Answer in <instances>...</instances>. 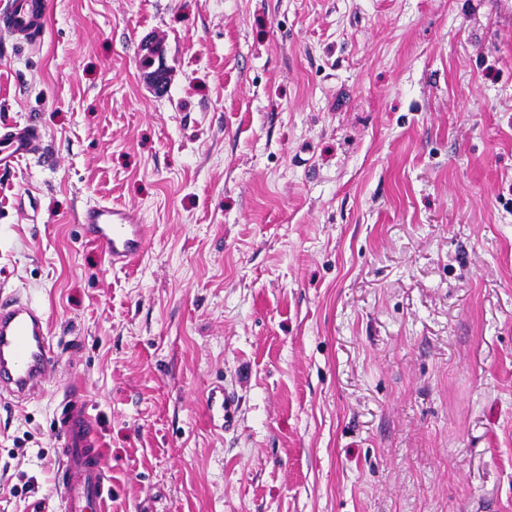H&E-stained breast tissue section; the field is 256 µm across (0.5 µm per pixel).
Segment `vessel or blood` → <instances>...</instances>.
<instances>
[{"mask_svg": "<svg viewBox=\"0 0 512 512\" xmlns=\"http://www.w3.org/2000/svg\"><path fill=\"white\" fill-rule=\"evenodd\" d=\"M47 0H0V34L25 43L41 41ZM43 133L39 125L0 126V170L39 154ZM77 222L82 236L99 244L113 263L125 264L144 250L146 230L126 208L108 203L86 206ZM60 367L42 310L18 295L0 297V397L20 403L42 392L50 374ZM216 431L234 424L233 398L223 387L206 393ZM55 419L59 464L54 476L61 512H102L109 479L99 461L100 437L89 403L76 389L63 394Z\"/></svg>", "mask_w": 512, "mask_h": 512, "instance_id": "obj_1", "label": "vessel or blood"}]
</instances>
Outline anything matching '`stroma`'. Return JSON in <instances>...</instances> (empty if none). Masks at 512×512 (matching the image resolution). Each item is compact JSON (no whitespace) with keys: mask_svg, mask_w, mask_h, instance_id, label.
Returning <instances> with one entry per match:
<instances>
[{"mask_svg":"<svg viewBox=\"0 0 512 512\" xmlns=\"http://www.w3.org/2000/svg\"><path fill=\"white\" fill-rule=\"evenodd\" d=\"M0 39V292L65 368L0 400V512H512V0H48ZM164 52L167 86L142 65ZM149 234L112 264L77 213ZM236 403L215 433L211 383ZM43 133L37 124L7 123L0 126V170L13 168L23 159L39 154ZM55 419L59 464L54 490L62 512H101L109 479L99 461L100 437L89 413V403L76 389L63 394Z\"/></svg>","mask_w":512,"mask_h":512,"instance_id":"stroma-1","label":"stroma"}]
</instances>
